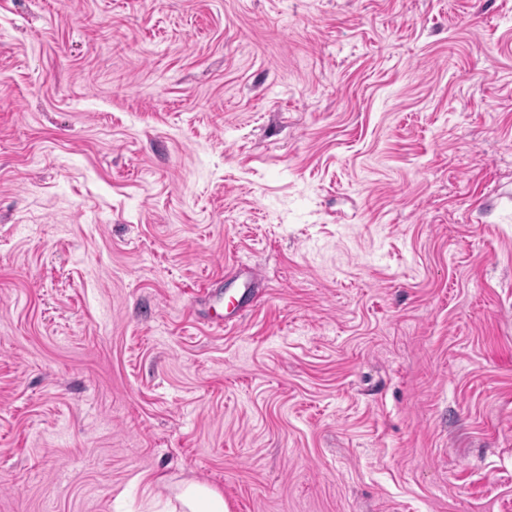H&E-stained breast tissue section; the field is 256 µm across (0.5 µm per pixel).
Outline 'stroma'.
<instances>
[{
  "label": "stroma",
  "mask_w": 512,
  "mask_h": 512,
  "mask_svg": "<svg viewBox=\"0 0 512 512\" xmlns=\"http://www.w3.org/2000/svg\"><path fill=\"white\" fill-rule=\"evenodd\" d=\"M192 482L512 512V0H0V512Z\"/></svg>",
  "instance_id": "obj_1"
}]
</instances>
